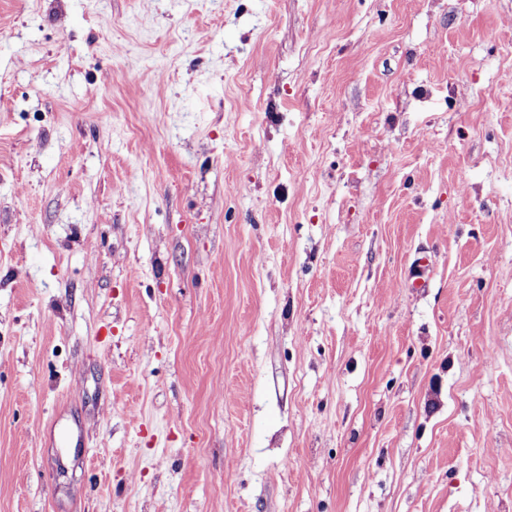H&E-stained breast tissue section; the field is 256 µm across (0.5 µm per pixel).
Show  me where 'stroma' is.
Here are the masks:
<instances>
[{"instance_id": "35a3bbf8", "label": "stroma", "mask_w": 512, "mask_h": 512, "mask_svg": "<svg viewBox=\"0 0 512 512\" xmlns=\"http://www.w3.org/2000/svg\"><path fill=\"white\" fill-rule=\"evenodd\" d=\"M0 512H512V0H0Z\"/></svg>"}]
</instances>
